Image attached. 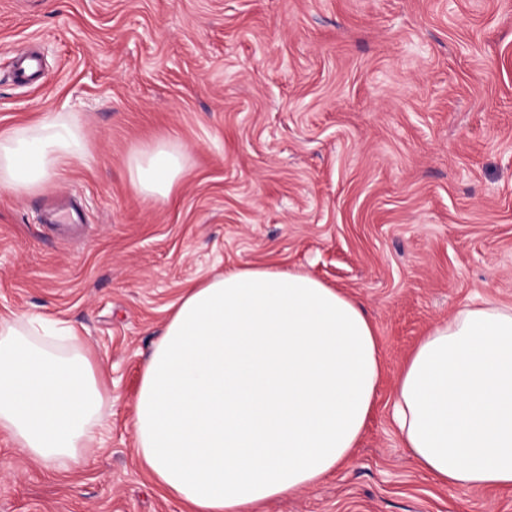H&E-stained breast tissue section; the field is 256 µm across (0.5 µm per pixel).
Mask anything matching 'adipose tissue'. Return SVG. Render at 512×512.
<instances>
[{
	"label": "adipose tissue",
	"mask_w": 512,
	"mask_h": 512,
	"mask_svg": "<svg viewBox=\"0 0 512 512\" xmlns=\"http://www.w3.org/2000/svg\"><path fill=\"white\" fill-rule=\"evenodd\" d=\"M86 140L62 116L0 137V188H50ZM187 164L159 142L129 160L144 199L166 201ZM382 368L354 299L268 268L188 286L141 374L137 451L193 512H248L310 486L351 455ZM108 391L65 320H0V430L52 469L100 444ZM393 418L418 467L445 485L512 488V307L465 305L424 336L398 377Z\"/></svg>",
	"instance_id": "obj_1"
}]
</instances>
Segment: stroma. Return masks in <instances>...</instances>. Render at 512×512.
I'll return each instance as SVG.
<instances>
[{
  "mask_svg": "<svg viewBox=\"0 0 512 512\" xmlns=\"http://www.w3.org/2000/svg\"><path fill=\"white\" fill-rule=\"evenodd\" d=\"M36 43L45 78L17 84ZM74 117L84 156L53 187L85 233H50L46 192L0 189V317L68 320L111 395L89 463L54 472L0 431V512H189L136 452L144 362L188 284L300 271L368 312L374 409L351 457L258 512H512V490L421 472L392 408L436 323L512 306V0H0V134ZM188 151L170 198L127 160Z\"/></svg>",
  "mask_w": 512,
  "mask_h": 512,
  "instance_id": "stroma-1",
  "label": "stroma"
}]
</instances>
